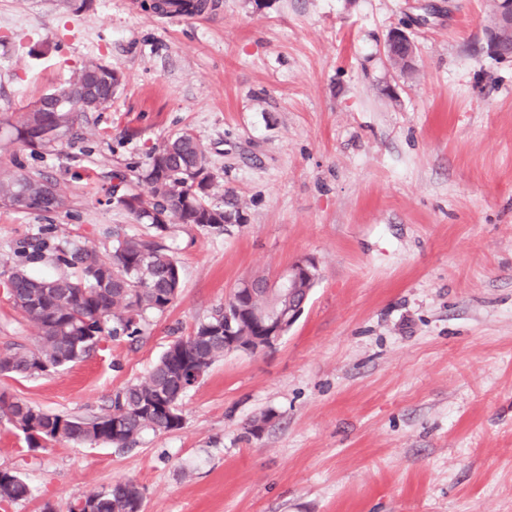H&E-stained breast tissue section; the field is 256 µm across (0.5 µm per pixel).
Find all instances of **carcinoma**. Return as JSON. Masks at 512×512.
Returning <instances> with one entry per match:
<instances>
[{
    "label": "carcinoma",
    "instance_id": "1",
    "mask_svg": "<svg viewBox=\"0 0 512 512\" xmlns=\"http://www.w3.org/2000/svg\"><path fill=\"white\" fill-rule=\"evenodd\" d=\"M119 77L108 65L91 61L68 83L33 102L19 118L17 140L32 155L56 150L74 136V128L90 112L112 102ZM58 127L57 140H42L45 127ZM112 195L139 224L162 234L172 224H194L213 233L241 219L238 204L210 202L213 174L197 139L182 131L154 148L148 166L131 176L112 173ZM69 198L56 180L19 165L0 172V208L33 214L61 213ZM49 262L52 277L31 273ZM12 304L37 331L35 347L12 343L0 348V376L37 377L81 361L102 340L133 339L146 320L165 312L179 295L178 261L154 240L130 236L116 241L103 256L98 250L58 238L54 228L25 241L9 269ZM224 307L188 336L174 340L148 376L113 393L108 412L90 418L48 413L0 392V416L22 436L30 450L59 442L93 445L105 442L123 450L137 445L146 433L182 427V379L188 370L204 377L224 356ZM31 494L26 481L11 470H0V502ZM86 501L90 509L81 507ZM76 501L74 512H142V497L132 481L94 490Z\"/></svg>",
    "mask_w": 512,
    "mask_h": 512
}]
</instances>
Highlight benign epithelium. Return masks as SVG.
<instances>
[{
  "label": "benign epithelium",
  "mask_w": 512,
  "mask_h": 512,
  "mask_svg": "<svg viewBox=\"0 0 512 512\" xmlns=\"http://www.w3.org/2000/svg\"><path fill=\"white\" fill-rule=\"evenodd\" d=\"M494 25L487 35L488 50L503 56L500 46L512 45V0H494ZM404 43L409 47L408 62H413L415 50L407 33L393 30L386 38L383 53L392 59V47L395 43ZM318 279V266L311 259H299L277 279L268 281L266 295L278 299L279 305L272 313H259L254 317V333L249 336H230L227 343L233 351L256 353L273 347L299 319L310 290Z\"/></svg>",
  "instance_id": "7a95c632"
}]
</instances>
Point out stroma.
I'll use <instances>...</instances> for the list:
<instances>
[{"label": "stroma", "mask_w": 512, "mask_h": 512, "mask_svg": "<svg viewBox=\"0 0 512 512\" xmlns=\"http://www.w3.org/2000/svg\"><path fill=\"white\" fill-rule=\"evenodd\" d=\"M153 2L0 0V170L21 160L72 198L0 208V272L50 224L103 254L146 234L112 173L185 130L242 220L158 236L182 288L138 341L0 391L103 414L242 280L304 257L320 277L273 348L226 353L185 394L178 430L31 452L0 418V469L31 489L0 512H70L124 480L144 512H512V58L487 47L493 0H211L167 21ZM396 27L416 45L405 72L382 53ZM91 61L123 77L110 107L30 155L19 109ZM35 338L0 292V346Z\"/></svg>", "instance_id": "35a3bbf8"}]
</instances>
